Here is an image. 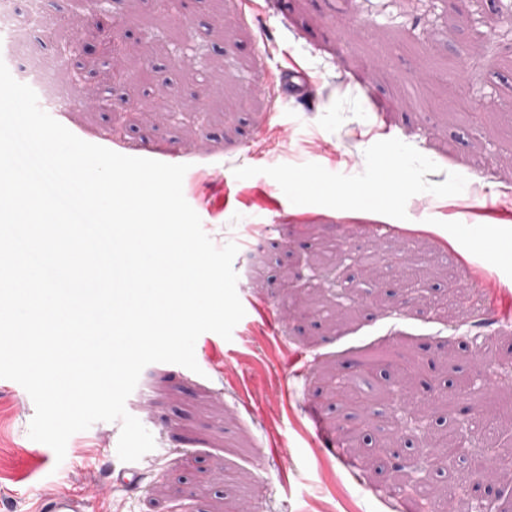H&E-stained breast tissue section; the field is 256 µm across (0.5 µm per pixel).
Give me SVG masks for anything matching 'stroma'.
I'll return each instance as SVG.
<instances>
[{
	"mask_svg": "<svg viewBox=\"0 0 512 512\" xmlns=\"http://www.w3.org/2000/svg\"><path fill=\"white\" fill-rule=\"evenodd\" d=\"M114 28L131 54L88 66V50ZM0 59L25 84L52 67L34 90L64 100L57 120L80 139L187 165L183 194L204 231L239 247L238 294L266 299L281 320L243 317L228 340L209 333L198 371L144 368L126 409L155 447L128 489L111 487L123 466L120 422L72 435L64 461L49 463L52 449L29 436L32 399L0 379V406L11 410L0 419V512H33L40 498L77 489L87 512H141L151 497L165 512H415L399 476L369 468L367 456L396 434L404 455H427L446 427L460 449L427 467L426 482L462 481L469 501L487 497L476 465L487 441L459 388L492 379L485 406L512 419V320L495 322L480 356L473 315L429 300L452 277L480 296L484 239L512 238V0H279L262 13L241 0H41L36 22L0 36ZM285 60L312 82L284 92L275 134L251 139L269 115L262 86ZM119 69L130 80L115 81ZM164 101L169 110L153 116L129 109ZM384 153L400 182L394 233L422 251L411 295L401 272L369 275L373 221L357 216L361 197L336 196L340 181L368 186ZM282 168L309 187L289 194ZM485 192L509 222L486 215ZM448 253L451 269L430 268ZM300 351L311 366L299 384ZM405 372L419 400L439 395L437 412L393 397ZM338 382L360 402L337 401ZM349 429L370 444L352 447Z\"/></svg>",
	"mask_w": 512,
	"mask_h": 512,
	"instance_id": "obj_1",
	"label": "stroma"
}]
</instances>
